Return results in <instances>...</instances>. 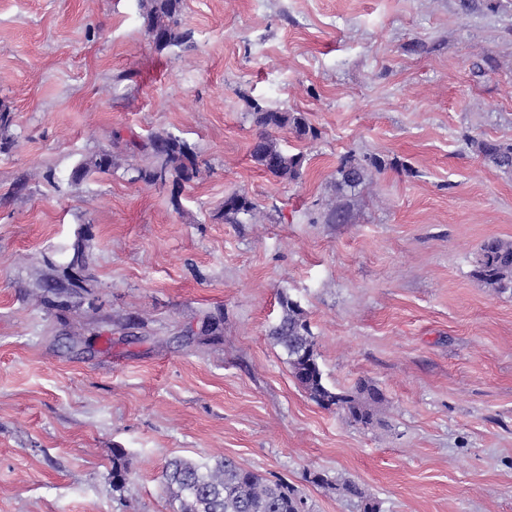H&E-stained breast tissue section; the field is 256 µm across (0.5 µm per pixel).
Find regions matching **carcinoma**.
Segmentation results:
<instances>
[{"instance_id": "carcinoma-1", "label": "carcinoma", "mask_w": 512, "mask_h": 512, "mask_svg": "<svg viewBox=\"0 0 512 512\" xmlns=\"http://www.w3.org/2000/svg\"><path fill=\"white\" fill-rule=\"evenodd\" d=\"M184 0H140L146 30L156 50L170 47H190L193 34L179 28L178 18ZM254 123L260 133L252 145L251 158L264 171L275 178L292 182L300 178L305 162L302 153L283 150L272 132L285 127L297 134L310 132L304 116L297 112L273 110L255 102L252 104ZM10 113L0 109V150L8 148L12 137ZM125 143L133 152H149L157 165L138 169L137 179L147 184L164 183L173 178L179 184L195 177L196 155L181 137L169 132L157 133L147 141L132 137L122 141L120 132H112V144ZM475 151L485 160L504 168H512V143L476 141ZM112 168V154L101 150L87 162L72 171V179L79 181L94 173H107ZM367 166L345 159L336 170V189L343 192L354 189L364 180ZM240 215L256 218L255 205L244 193L234 192L224 197V216ZM473 274L499 293L512 292V241L489 239L476 257ZM282 320L271 331V338L281 345L288 356L293 377L322 407L332 406L341 410L355 423L369 425L374 408L383 401V394L374 385L360 383L353 392H334L323 381L318 354L311 340V333L299 305L283 299ZM128 463L123 455L116 454L112 467V487L124 488ZM164 479L168 489L179 502V512H304L303 500L296 490L281 481H271L261 474L242 468L229 458L214 465L198 464L182 458L168 461ZM349 497L362 499L363 512H379L376 503L363 498L359 486L351 481L341 485Z\"/></svg>"}]
</instances>
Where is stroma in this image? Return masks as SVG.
I'll use <instances>...</instances> for the list:
<instances>
[{"instance_id":"stroma-1","label":"stroma","mask_w":512,"mask_h":512,"mask_svg":"<svg viewBox=\"0 0 512 512\" xmlns=\"http://www.w3.org/2000/svg\"><path fill=\"white\" fill-rule=\"evenodd\" d=\"M180 26L160 52L139 0H0V512H177L166 463L225 457L306 512H362L346 480L380 512H512V296L473 274L512 239V171L471 146L512 142V0H184ZM255 100L311 127L275 133L298 180L252 161ZM115 130L183 137L198 175L139 181ZM351 155L382 168L340 195ZM234 191L256 220L225 218ZM284 297L329 388L382 391L376 423L299 387ZM112 168V154L108 150L96 153L89 162L80 163L72 171V179L79 181L94 173H107Z\"/></svg>"}]
</instances>
